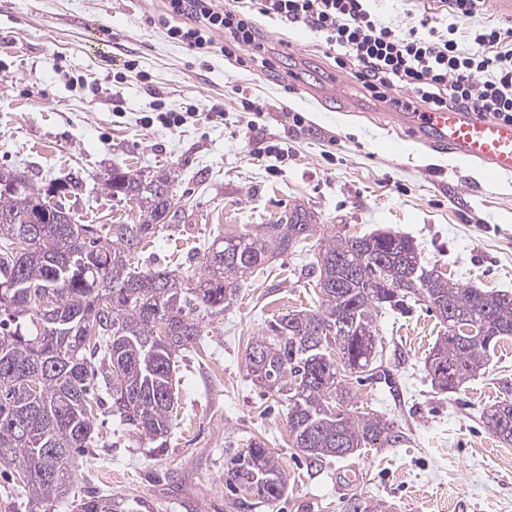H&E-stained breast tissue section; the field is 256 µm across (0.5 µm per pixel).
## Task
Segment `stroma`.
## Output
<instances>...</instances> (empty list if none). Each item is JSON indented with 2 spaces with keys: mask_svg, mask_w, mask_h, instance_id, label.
<instances>
[{
  "mask_svg": "<svg viewBox=\"0 0 512 512\" xmlns=\"http://www.w3.org/2000/svg\"><path fill=\"white\" fill-rule=\"evenodd\" d=\"M432 0H373L378 20L409 28ZM162 0H0V167L38 173L40 184L83 180L81 220L133 224L135 205L110 199L112 166L168 171L185 208L179 226L152 236L141 265L196 269L194 254L224 233L252 232L295 214L313 230L302 250L242 284L178 373L177 414L163 446L139 440L109 414L98 441L75 464L69 498L51 509L29 502L0 476V512H77L87 495L112 497L120 512H512V446L482 423L512 382V339L496 346L461 391L441 394L425 359L444 332L426 302L383 309L376 362L389 373H345L353 409L382 417L405 436L393 448H362L315 461L293 445L284 402L254 385L247 348L267 321L317 313L308 283L322 239L387 230L414 239L426 267L453 282L512 291V178L380 125L385 102L327 58L318 35L265 17L273 71L223 37L197 53L166 34ZM135 60L136 72L125 69ZM256 104L244 111L241 98ZM223 118L208 120L211 109ZM192 111L179 127L143 125L153 112ZM305 122L295 126L294 113ZM288 155L265 154L267 145ZM277 457L287 477L272 504L238 507L226 464L251 441ZM360 478L348 482L349 468Z\"/></svg>",
  "mask_w": 512,
  "mask_h": 512,
  "instance_id": "obj_1",
  "label": "stroma"
}]
</instances>
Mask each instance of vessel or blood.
Masks as SVG:
<instances>
[{
	"instance_id": "1",
	"label": "vessel or blood",
	"mask_w": 512,
	"mask_h": 512,
	"mask_svg": "<svg viewBox=\"0 0 512 512\" xmlns=\"http://www.w3.org/2000/svg\"><path fill=\"white\" fill-rule=\"evenodd\" d=\"M389 118L427 146L444 147L493 176H512V123L453 111H395Z\"/></svg>"
}]
</instances>
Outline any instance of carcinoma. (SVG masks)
Here are the masks:
<instances>
[{
    "mask_svg": "<svg viewBox=\"0 0 512 512\" xmlns=\"http://www.w3.org/2000/svg\"><path fill=\"white\" fill-rule=\"evenodd\" d=\"M114 198L143 212L139 224H81L72 181L38 185L24 171L0 168V462L13 467L36 503L68 496L75 453L95 441L107 410L135 434L163 442L172 426L179 357L199 347L255 272L301 246L308 224H263L253 233L215 237L199 259L202 273L135 265L157 230L181 220L184 206L165 172L114 167L103 182ZM37 217L41 224L30 222ZM319 313L270 321L247 353L252 382L288 403L294 444L312 459L346 458L359 448H393L402 432L378 416L348 409L340 370L371 371L379 310L421 299L445 332L425 362L431 385L455 393L483 368L491 349L512 337V292L461 286L426 269L418 246L385 231L332 236L308 270ZM375 306H350L367 293ZM483 424L512 444V397L483 412ZM227 482L274 503L286 477L261 442L235 455ZM79 512H118L106 496H85Z\"/></svg>",
    "mask_w": 512,
    "mask_h": 512,
    "instance_id": "obj_1",
    "label": "carcinoma"
}]
</instances>
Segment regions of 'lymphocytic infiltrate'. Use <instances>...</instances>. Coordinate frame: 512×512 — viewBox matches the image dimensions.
<instances>
[{"label":"lymphocytic infiltrate","instance_id":"1","mask_svg":"<svg viewBox=\"0 0 512 512\" xmlns=\"http://www.w3.org/2000/svg\"><path fill=\"white\" fill-rule=\"evenodd\" d=\"M451 22L431 16L402 32L382 25L368 0H242L228 9L219 0H165L177 18L167 35L194 50H208L215 34L229 35L251 62L268 65L257 17L301 24L318 34L338 68H351L372 96L390 99L407 90L416 112L456 110L512 122V22L484 19L486 0H439ZM469 22L459 35L457 21Z\"/></svg>","mask_w":512,"mask_h":512}]
</instances>
